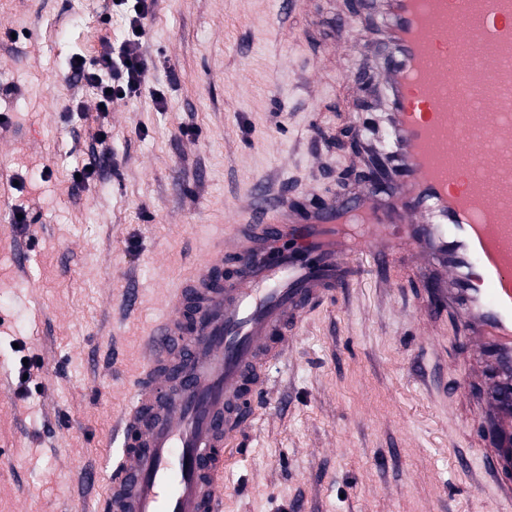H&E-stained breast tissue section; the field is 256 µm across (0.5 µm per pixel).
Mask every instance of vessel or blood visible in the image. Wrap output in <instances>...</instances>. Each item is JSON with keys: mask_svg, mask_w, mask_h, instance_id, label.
I'll use <instances>...</instances> for the list:
<instances>
[{"mask_svg": "<svg viewBox=\"0 0 512 512\" xmlns=\"http://www.w3.org/2000/svg\"><path fill=\"white\" fill-rule=\"evenodd\" d=\"M377 66L394 145L385 183L297 213L254 192L229 234L169 298L140 351L142 371L113 429L119 451L102 512H222L224 458L255 419L254 401L305 314L347 281L349 258L380 267L405 255L425 279L432 320L455 308L459 336L491 367L481 381L485 467L512 503V0H381ZM477 24L449 28L451 13ZM495 48L447 110L450 57ZM464 148L469 164L443 157ZM496 177L495 190L483 184Z\"/></svg>", "mask_w": 512, "mask_h": 512, "instance_id": "vessel-or-blood-1", "label": "vessel or blood"}]
</instances>
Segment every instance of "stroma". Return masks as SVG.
Instances as JSON below:
<instances>
[{"instance_id":"35a3bbf8","label":"stroma","mask_w":512,"mask_h":512,"mask_svg":"<svg viewBox=\"0 0 512 512\" xmlns=\"http://www.w3.org/2000/svg\"><path fill=\"white\" fill-rule=\"evenodd\" d=\"M351 9L153 0L147 83L103 115L70 60L126 38L112 0H0V370L42 363L39 389L0 397L15 460L0 512H96L105 485L87 476L112 453L140 341L253 185L308 205L352 185L350 115L383 107ZM103 125L112 164L76 186ZM418 293L364 256L303 318L224 463L223 512H508L462 397L470 352L455 318L421 319Z\"/></svg>"}]
</instances>
